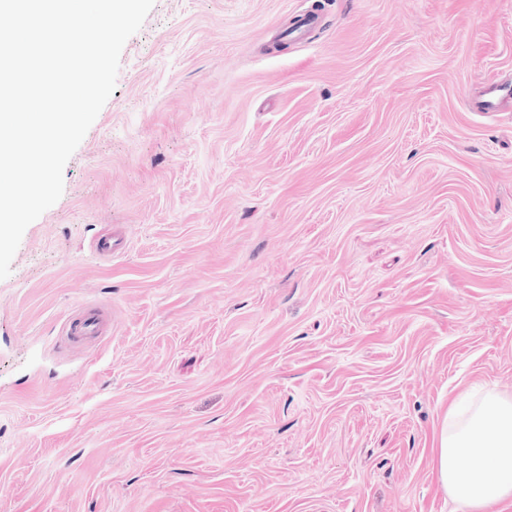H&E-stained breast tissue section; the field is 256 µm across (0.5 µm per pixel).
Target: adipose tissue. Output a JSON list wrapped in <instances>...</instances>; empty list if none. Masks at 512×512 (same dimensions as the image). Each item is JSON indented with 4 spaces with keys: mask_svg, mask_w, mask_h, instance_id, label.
I'll use <instances>...</instances> for the list:
<instances>
[{
    "mask_svg": "<svg viewBox=\"0 0 512 512\" xmlns=\"http://www.w3.org/2000/svg\"><path fill=\"white\" fill-rule=\"evenodd\" d=\"M437 479L463 512L512 503V397L483 392L452 404L435 452Z\"/></svg>",
    "mask_w": 512,
    "mask_h": 512,
    "instance_id": "1",
    "label": "adipose tissue"
}]
</instances>
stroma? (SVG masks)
<instances>
[{"mask_svg": "<svg viewBox=\"0 0 512 512\" xmlns=\"http://www.w3.org/2000/svg\"><path fill=\"white\" fill-rule=\"evenodd\" d=\"M493 83L512 0H155L0 280V512H459L448 406L512 395ZM84 308L74 310L73 314L61 326L58 336L61 341L73 344L100 334L102 319L95 311H84Z\"/></svg>", "mask_w": 512, "mask_h": 512, "instance_id": "stroma-1", "label": "stroma"}]
</instances>
